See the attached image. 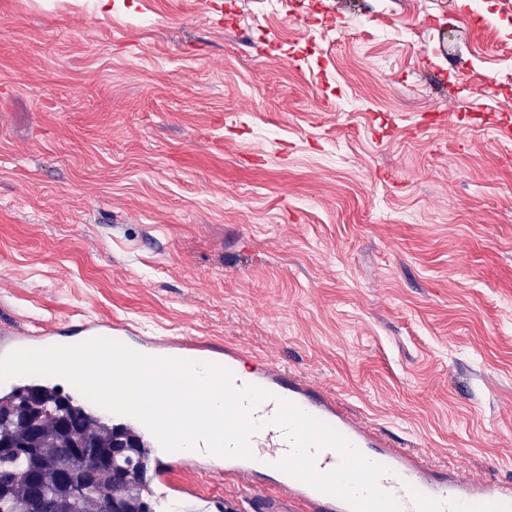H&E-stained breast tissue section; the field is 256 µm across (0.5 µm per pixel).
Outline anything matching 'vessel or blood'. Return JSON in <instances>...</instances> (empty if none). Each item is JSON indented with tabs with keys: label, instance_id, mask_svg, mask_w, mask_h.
Here are the masks:
<instances>
[{
	"label": "vessel or blood",
	"instance_id": "obj_1",
	"mask_svg": "<svg viewBox=\"0 0 512 512\" xmlns=\"http://www.w3.org/2000/svg\"><path fill=\"white\" fill-rule=\"evenodd\" d=\"M140 351L150 356L217 364L235 371L236 386H257L271 394L270 399L250 412L251 418L261 424L251 440L253 459L222 457L205 451L172 452L156 465L157 479L164 486H171L173 469L201 465L214 477L230 476L252 487L254 479L271 471L273 463L290 449L284 432L270 423L277 410L276 401L282 398L329 423L367 458L387 466L389 472L381 478L380 486L397 497L404 512H473L479 506L490 508L491 512H512L511 480L477 478L457 465L446 473L436 472L421 454L395 446L385 434L346 409L334 393L302 375L285 371L272 359L260 358L258 370L242 376L237 368L244 353L233 347L215 352L198 339L185 341L163 336L145 339ZM277 485L279 495L275 498L254 489L259 504L257 512H280L286 504L299 506L301 512H354L349 503L322 494L287 474H280Z\"/></svg>",
	"mask_w": 512,
	"mask_h": 512
}]
</instances>
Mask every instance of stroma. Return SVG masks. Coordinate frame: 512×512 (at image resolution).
Instances as JSON below:
<instances>
[{
    "label": "stroma",
    "instance_id": "obj_1",
    "mask_svg": "<svg viewBox=\"0 0 512 512\" xmlns=\"http://www.w3.org/2000/svg\"><path fill=\"white\" fill-rule=\"evenodd\" d=\"M356 2L0 0V323L231 343L512 480V0Z\"/></svg>",
    "mask_w": 512,
    "mask_h": 512
}]
</instances>
